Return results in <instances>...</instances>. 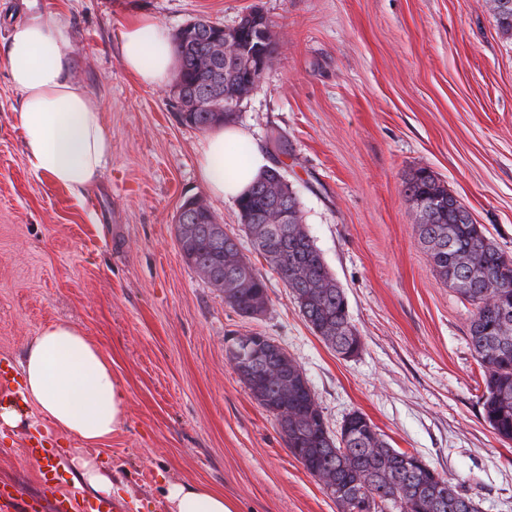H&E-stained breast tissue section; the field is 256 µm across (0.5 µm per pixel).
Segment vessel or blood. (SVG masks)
<instances>
[{
	"instance_id": "obj_1",
	"label": "vessel or blood",
	"mask_w": 512,
	"mask_h": 512,
	"mask_svg": "<svg viewBox=\"0 0 512 512\" xmlns=\"http://www.w3.org/2000/svg\"><path fill=\"white\" fill-rule=\"evenodd\" d=\"M40 485L39 494L27 498L17 485L0 484V512H79L75 494L65 489L55 470L42 471Z\"/></svg>"
}]
</instances>
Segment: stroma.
I'll return each instance as SVG.
<instances>
[{
    "instance_id": "35a3bbf8",
    "label": "stroma",
    "mask_w": 512,
    "mask_h": 512,
    "mask_svg": "<svg viewBox=\"0 0 512 512\" xmlns=\"http://www.w3.org/2000/svg\"><path fill=\"white\" fill-rule=\"evenodd\" d=\"M39 3L68 29L71 72L100 107L112 157L79 197L32 175L20 100L0 68V356L18 362L42 327L67 320L111 359L128 404L98 457L119 505L166 512L164 482L184 479L221 489L238 512H339L229 361L230 336L257 332L301 367L330 427L362 412L480 512H512V441L482 416L470 306L434 271L403 192L430 169L512 258V39L490 0ZM254 10L269 20L274 54L234 124L288 179L345 291L362 338L349 360L312 332L246 236L239 250L267 285L260 318L239 316L183 262L184 199L201 198L229 232L237 206L201 181L206 131L180 121L170 87L140 85L122 61L121 32L140 16L173 34L196 17L231 28ZM37 434L63 448L72 479L81 442L41 421L0 427V483L39 494L41 466L22 454Z\"/></svg>"
}]
</instances>
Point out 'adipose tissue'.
Wrapping results in <instances>:
<instances>
[{
  "label": "adipose tissue",
  "instance_id": "1",
  "mask_svg": "<svg viewBox=\"0 0 512 512\" xmlns=\"http://www.w3.org/2000/svg\"><path fill=\"white\" fill-rule=\"evenodd\" d=\"M121 54L141 84L160 87L168 82L173 44L154 18L142 16L124 27ZM70 57L65 27L54 14L35 9L13 23L0 65L21 101L18 122L29 170L79 195L98 180L111 158L112 137L97 103L74 80ZM268 166L266 154L250 136L228 125L207 136L200 174L212 195L233 201ZM127 401L111 360L90 337L73 323L54 322L28 342L18 392L0 394V425L25 426L34 410L79 439L84 452L72 459L77 486L109 498L118 488L96 450L120 430ZM164 499L168 512H237L233 500L200 482L167 481Z\"/></svg>",
  "mask_w": 512,
  "mask_h": 512
}]
</instances>
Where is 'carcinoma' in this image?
<instances>
[{
    "mask_svg": "<svg viewBox=\"0 0 512 512\" xmlns=\"http://www.w3.org/2000/svg\"><path fill=\"white\" fill-rule=\"evenodd\" d=\"M494 16L501 34L512 38V0H503ZM250 18L251 26L241 29L231 50L242 63L261 56L271 58L274 53L272 43L256 35L257 28L268 27L264 15L253 12ZM213 34L195 26L174 38L179 61L175 81L188 100H206V109L180 113L183 123L198 129L216 126L221 118L226 124L234 120L235 113L224 111V106L243 91L247 76L245 71L228 68L222 88L215 89L210 71L202 69ZM279 175L277 169L265 171L237 201L241 231L282 277L313 332L338 353L360 350L362 339L349 320L345 293L335 285L336 279L311 237L264 242L271 205L265 183ZM405 192L414 206L420 207L418 240L436 274L471 306L467 332L484 370L485 389L480 398L484 420L500 438L512 441V344L492 355V336L487 333L501 312L512 313V287L499 288L475 269L481 265L494 272V277L512 281V265L506 264L508 257L494 243L483 244L486 234L482 226L474 223L469 210L430 170L415 171L405 182ZM181 217L176 240L185 264L207 273L209 282L224 291V302L239 315L253 319L256 311H265L266 283L250 261L241 259L250 274L232 285L225 284L226 278L234 275V269L226 264V253L239 254L237 237L216 223L211 213L186 209ZM263 346L262 355L252 360L241 357L233 345L228 349L229 360L252 397L273 415L290 453L305 470L315 479L334 474L332 498L340 512H356L361 501L366 503V512H480L474 496L445 478L437 501L419 495L420 475L403 465L407 452L375 437L371 433L375 425L365 414L354 411L339 429L331 430L296 362L269 336L264 337Z\"/></svg>",
    "mask_w": 512,
    "mask_h": 512,
    "instance_id": "cac0c4a2",
    "label": "carcinoma"
}]
</instances>
